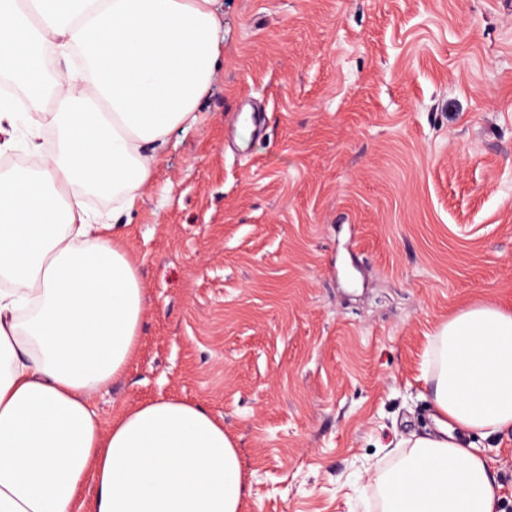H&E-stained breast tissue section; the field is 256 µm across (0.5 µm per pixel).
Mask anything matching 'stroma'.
Segmentation results:
<instances>
[{"label": "stroma", "instance_id": "1", "mask_svg": "<svg viewBox=\"0 0 512 512\" xmlns=\"http://www.w3.org/2000/svg\"><path fill=\"white\" fill-rule=\"evenodd\" d=\"M198 121L155 147L112 238L146 296L102 427L203 407L242 512H379L373 482L430 423L423 365L460 307L512 309V0H216ZM266 130L238 151L243 104ZM512 512V439L473 436Z\"/></svg>", "mask_w": 512, "mask_h": 512}]
</instances>
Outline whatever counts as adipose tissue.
<instances>
[{
	"mask_svg": "<svg viewBox=\"0 0 512 512\" xmlns=\"http://www.w3.org/2000/svg\"><path fill=\"white\" fill-rule=\"evenodd\" d=\"M214 0H0V73L51 128L38 169L0 174V512H241L234 440L203 408L160 399L102 430L90 398L133 355L145 310L88 191L133 208L149 145L197 121L219 54ZM424 380L434 427L402 437L381 512H500L462 433L512 434V310L451 316ZM97 487L92 504L80 497Z\"/></svg>",
	"mask_w": 512,
	"mask_h": 512,
	"instance_id": "adipose-tissue-1",
	"label": "adipose tissue"
}]
</instances>
